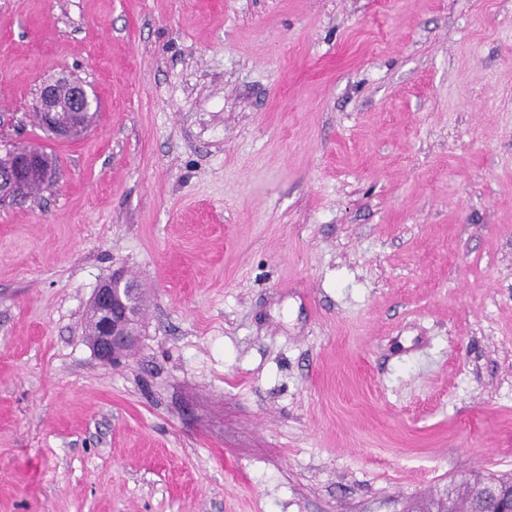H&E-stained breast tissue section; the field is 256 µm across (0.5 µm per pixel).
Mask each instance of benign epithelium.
<instances>
[{"mask_svg": "<svg viewBox=\"0 0 512 512\" xmlns=\"http://www.w3.org/2000/svg\"><path fill=\"white\" fill-rule=\"evenodd\" d=\"M97 106L95 97L86 86L75 80L42 85L37 97L36 110L42 124L57 138L75 139L86 132L83 120L85 112ZM71 113L66 124L56 121L57 113ZM33 178L47 184L52 179L51 169L46 167L44 154L37 148L25 151L20 165L0 169V206L20 204L30 198L27 193ZM142 303L137 301L136 284L124 273H112V278L96 289L91 302V323L95 334L89 340L95 357L103 363L117 361L131 350L139 335V316Z\"/></svg>", "mask_w": 512, "mask_h": 512, "instance_id": "benign-epithelium-1", "label": "benign epithelium"}]
</instances>
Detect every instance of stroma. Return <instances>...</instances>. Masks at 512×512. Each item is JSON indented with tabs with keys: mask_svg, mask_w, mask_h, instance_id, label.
I'll return each mask as SVG.
<instances>
[{
	"mask_svg": "<svg viewBox=\"0 0 512 512\" xmlns=\"http://www.w3.org/2000/svg\"><path fill=\"white\" fill-rule=\"evenodd\" d=\"M100 108L41 130L40 86ZM0 512H407L512 472V0H0ZM147 311L86 339L113 272ZM17 150L19 149L9 150L0 155V168L15 165L17 156L14 152ZM44 155L52 169V159L37 148H28L25 151L23 159L19 160L20 166L0 169V206L26 202L31 197L27 190L32 178L42 180L45 185L51 181L53 174L51 169L46 168ZM137 299L136 284L120 271L96 289L90 315L95 334L89 345L101 362L117 361L136 343L142 306Z\"/></svg>",
	"mask_w": 512,
	"mask_h": 512,
	"instance_id": "obj_1",
	"label": "stroma"
}]
</instances>
